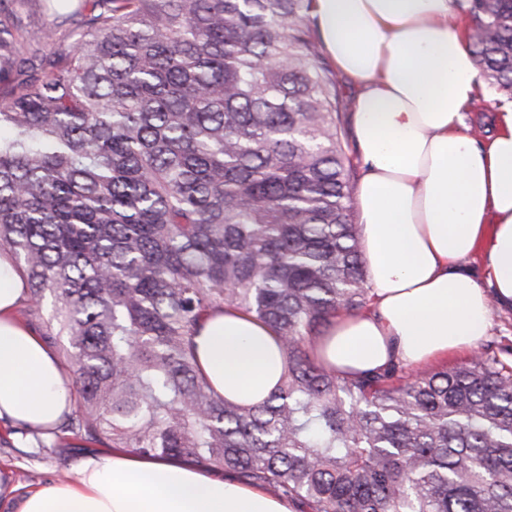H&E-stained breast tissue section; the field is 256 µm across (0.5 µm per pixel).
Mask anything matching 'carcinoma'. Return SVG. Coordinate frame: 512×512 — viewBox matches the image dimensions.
<instances>
[{
  "label": "carcinoma",
  "instance_id": "cac0c4a2",
  "mask_svg": "<svg viewBox=\"0 0 512 512\" xmlns=\"http://www.w3.org/2000/svg\"><path fill=\"white\" fill-rule=\"evenodd\" d=\"M0 0V252L25 315L65 337L86 447L178 457L298 512H512V367L359 376L311 343L369 306L341 79L314 0H45L77 22L20 45ZM482 76L512 98V0H459ZM272 329L257 404L199 367L203 319Z\"/></svg>",
  "mask_w": 512,
  "mask_h": 512
}]
</instances>
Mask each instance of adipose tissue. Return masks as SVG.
Instances as JSON below:
<instances>
[{
  "label": "adipose tissue",
  "instance_id": "ef3b65f1",
  "mask_svg": "<svg viewBox=\"0 0 512 512\" xmlns=\"http://www.w3.org/2000/svg\"><path fill=\"white\" fill-rule=\"evenodd\" d=\"M458 0H315L325 54L352 90L363 176L353 203L372 288L367 310L332 321L315 356L356 376L424 366L475 350L491 306L512 304V103L475 137L466 112L487 93ZM480 268H473L474 255ZM25 281L0 254V420L55 427L73 382L17 308ZM202 371L224 397L256 403L274 389V332L225 308L197 339ZM73 480L14 499V512H291L287 501L198 466L114 449L86 455Z\"/></svg>",
  "mask_w": 512,
  "mask_h": 512
}]
</instances>
